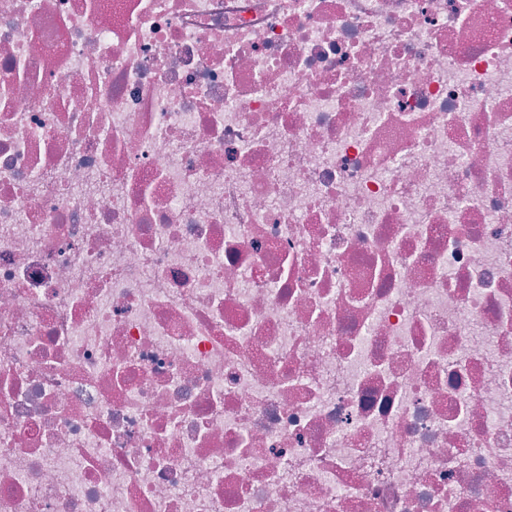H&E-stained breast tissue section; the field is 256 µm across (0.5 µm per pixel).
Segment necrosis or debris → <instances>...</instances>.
<instances>
[{
    "mask_svg": "<svg viewBox=\"0 0 512 512\" xmlns=\"http://www.w3.org/2000/svg\"><path fill=\"white\" fill-rule=\"evenodd\" d=\"M0 512H512V0H0Z\"/></svg>",
    "mask_w": 512,
    "mask_h": 512,
    "instance_id": "necrosis-or-debris-1",
    "label": "necrosis or debris"
}]
</instances>
